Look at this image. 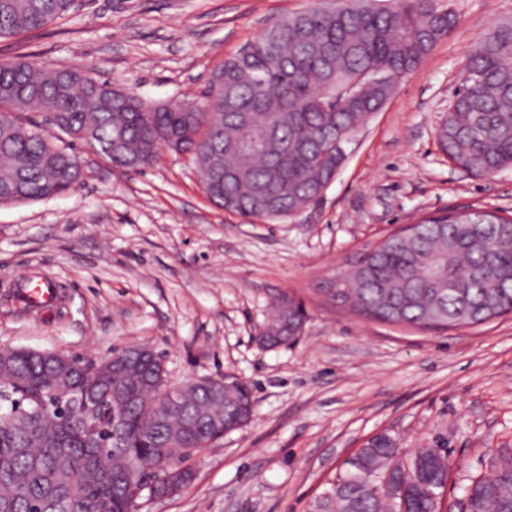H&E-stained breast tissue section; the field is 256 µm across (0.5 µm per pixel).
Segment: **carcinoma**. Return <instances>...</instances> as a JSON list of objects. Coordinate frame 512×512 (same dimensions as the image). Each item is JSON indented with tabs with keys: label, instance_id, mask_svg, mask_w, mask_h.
<instances>
[{
	"label": "carcinoma",
	"instance_id": "cac0c4a2",
	"mask_svg": "<svg viewBox=\"0 0 512 512\" xmlns=\"http://www.w3.org/2000/svg\"><path fill=\"white\" fill-rule=\"evenodd\" d=\"M75 0H0V38L41 29ZM455 18L436 0H330L272 22L245 50L224 61L202 102L150 107L69 67L42 69L25 55L0 63V204L60 196L80 184L76 151L84 132L98 155L129 171V159L155 161L175 142L191 156L208 198L227 212L269 222L315 200L352 135L448 35ZM463 90L441 124L448 161L476 176L512 166V22H501L469 61ZM358 314L420 329L468 327L512 313V216L463 210L427 216L354 256L333 292ZM276 314L257 336L294 342L305 307L274 299ZM155 364L146 359L124 379L130 399L112 432V403L98 379L76 365V394L95 396L88 419L48 393L52 360L13 349L0 365V512H135L159 470L224 437L252 400L230 376L224 401L206 412L204 392L170 412L146 394ZM311 512H446L452 463L435 448L402 450L378 434ZM492 475L472 479L461 512H512V449L490 457ZM375 474L387 485L370 487Z\"/></svg>",
	"mask_w": 512,
	"mask_h": 512
}]
</instances>
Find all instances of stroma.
Here are the masks:
<instances>
[{"mask_svg":"<svg viewBox=\"0 0 512 512\" xmlns=\"http://www.w3.org/2000/svg\"><path fill=\"white\" fill-rule=\"evenodd\" d=\"M316 0H78L44 28L0 39V61L77 66L151 106L205 98L224 60L277 18ZM456 23L355 134L320 199L278 222L229 213L185 156L125 172L80 149L68 193L0 205V347L100 359L147 345L171 385L246 381L252 420L188 460L178 493L142 494L137 512H309L373 436L442 443L460 499L512 448V314L466 328L383 324L329 292L345 261L421 216L467 207L512 215V167L477 177L448 162L437 130L467 62L512 0H439ZM48 278L54 301L18 299ZM303 302L291 345L261 347L273 299Z\"/></svg>","mask_w":512,"mask_h":512,"instance_id":"stroma-1","label":"stroma"}]
</instances>
